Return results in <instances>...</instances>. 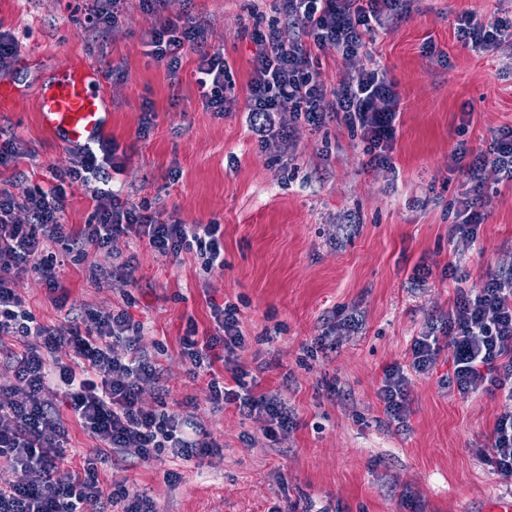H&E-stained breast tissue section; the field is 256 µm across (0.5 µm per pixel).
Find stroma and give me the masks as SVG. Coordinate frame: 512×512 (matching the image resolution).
<instances>
[{
  "instance_id": "stroma-1",
  "label": "stroma",
  "mask_w": 512,
  "mask_h": 512,
  "mask_svg": "<svg viewBox=\"0 0 512 512\" xmlns=\"http://www.w3.org/2000/svg\"><path fill=\"white\" fill-rule=\"evenodd\" d=\"M89 3L0 0V28L19 40L13 79L25 91L14 111L0 112V136L27 149L26 184L68 162L38 122V96L62 65L81 59L113 74L105 136L126 157L115 187L183 223L218 222L224 240V265L208 273L195 255L165 258L128 236L61 273L74 311L124 307L140 323V346L162 371L161 385H143V407L156 406L162 388L174 411L192 401L220 446L189 461L169 453L127 468L106 461L104 496L122 483L158 512H272L291 503L303 512H481L490 495L512 490L485 459L495 420L512 405L498 392L450 389L448 351L428 374H409L406 427L388 420L377 396L385 368L407 364L414 338L452 305L449 264L469 286L512 272V188L489 191V216L462 250L451 227L466 185L448 170L459 141L478 150L492 130L512 126V56L472 52L457 38V20H512V0H411L380 30L370 57L345 60L330 45L313 52L330 89L369 62L386 70L401 100L388 168L370 165L363 143L333 123H294L289 139L266 147L252 136L251 14L272 16L274 0L166 2L167 16L192 17L223 51L235 98L224 114L205 108L194 54L174 76L147 56L144 33L156 18L139 0H125L121 25L98 41L84 22ZM147 106L153 126L142 137ZM130 255L132 278L115 277ZM91 266L106 274L103 287L88 283ZM216 305L237 308L245 344L232 361L256 377L257 392L293 408L288 433L270 438L234 406L214 409L206 380L190 375L179 340L188 322L212 329ZM337 311L358 322L340 331L336 353L319 354Z\"/></svg>"
}]
</instances>
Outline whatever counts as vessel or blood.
<instances>
[{"label": "vessel or blood", "mask_w": 512, "mask_h": 512, "mask_svg": "<svg viewBox=\"0 0 512 512\" xmlns=\"http://www.w3.org/2000/svg\"><path fill=\"white\" fill-rule=\"evenodd\" d=\"M103 89L100 70L85 62L74 63L40 91L41 126L65 146L96 142L107 123Z\"/></svg>", "instance_id": "b4317fda"}]
</instances>
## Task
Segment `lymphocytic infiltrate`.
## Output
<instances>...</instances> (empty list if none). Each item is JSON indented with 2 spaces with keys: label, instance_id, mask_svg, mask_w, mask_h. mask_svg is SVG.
Returning a JSON list of instances; mask_svg holds the SVG:
<instances>
[{
  "label": "lymphocytic infiltrate",
  "instance_id": "1",
  "mask_svg": "<svg viewBox=\"0 0 512 512\" xmlns=\"http://www.w3.org/2000/svg\"><path fill=\"white\" fill-rule=\"evenodd\" d=\"M278 18L254 26L260 50L253 61L247 110L251 128L268 144L276 112L290 122L314 127L333 122L359 134L374 166H388L396 137L400 99L395 85L379 65L363 69L327 90L311 63L313 50L333 45L343 59L367 53L384 16L398 13L400 0H276ZM156 16L145 32L147 54L177 73L185 52L197 57L196 71L205 105L230 111L226 94L228 65L215 50L207 29L190 19L165 16L166 0H141ZM457 34L477 52L512 49V21L487 26L462 15ZM109 140L74 145L66 167H49L46 185L22 192L0 187V354L8 360L14 381L0 384V459L10 467L33 472L34 481L0 488V512H156L139 492L122 489L104 496L98 465L104 450L130 453L149 463L171 453L192 460L211 453L216 443L190 415L170 410L166 400L156 409L140 404L143 383H160L158 364L139 347L140 327L125 310L103 313L87 308L68 328L42 324L20 293L25 276L36 275L56 310L65 309L68 295L59 279L65 262L78 261L88 249H106L119 236L147 239L164 257L197 254L205 269L224 265V241L217 222L183 223L173 212L134 204L111 187L113 174L125 162ZM452 162L473 194L464 198L454 238L473 245L485 220L487 182L512 185V127L495 131L485 150L472 152L459 143ZM91 186L94 211L88 224H64L67 183ZM212 333L199 335L188 324L179 341L180 355L193 376L208 379L214 405H234L240 415L288 431L295 417L281 398L256 394L239 367L230 382L220 381L213 367L245 343L236 308L212 309ZM125 357L114 354L116 347ZM448 350L454 366L450 387L466 396L478 391L503 392L512 402V272L489 275L480 286L457 287L447 317L414 339L408 365L386 368L378 398L386 415L405 424L409 412L408 373H428L433 358ZM26 398H19L18 387ZM60 390L66 404L58 410L47 393ZM70 418H63V411ZM79 425L98 447L87 453L80 469L61 474L70 440V424ZM487 461L503 480H512V409L499 414L493 427Z\"/></svg>",
  "mask_w": 512,
  "mask_h": 512
}]
</instances>
